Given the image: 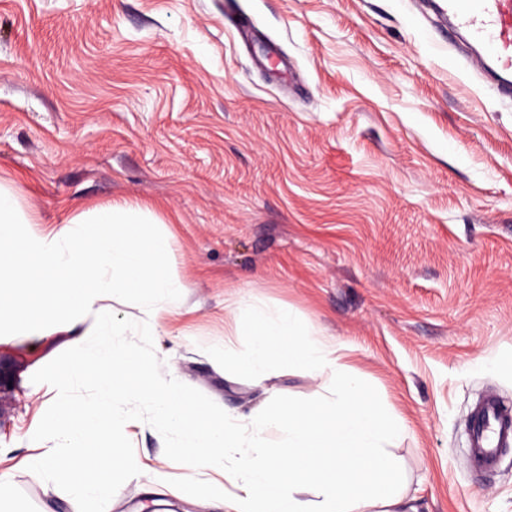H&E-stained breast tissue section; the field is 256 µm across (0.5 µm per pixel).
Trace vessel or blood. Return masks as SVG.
Listing matches in <instances>:
<instances>
[{
	"mask_svg": "<svg viewBox=\"0 0 512 512\" xmlns=\"http://www.w3.org/2000/svg\"><path fill=\"white\" fill-rule=\"evenodd\" d=\"M437 14L448 18L466 40L482 49L477 67H490L499 91L512 98V0H435ZM512 445V409L498 398L484 399L470 420V456L482 470L494 468L503 448Z\"/></svg>",
	"mask_w": 512,
	"mask_h": 512,
	"instance_id": "b4317fda",
	"label": "vessel or blood"
}]
</instances>
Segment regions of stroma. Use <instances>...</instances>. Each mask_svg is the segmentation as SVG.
Here are the masks:
<instances>
[{"instance_id":"1","label":"stroma","mask_w":512,"mask_h":512,"mask_svg":"<svg viewBox=\"0 0 512 512\" xmlns=\"http://www.w3.org/2000/svg\"><path fill=\"white\" fill-rule=\"evenodd\" d=\"M0 182L39 216L32 236L110 200L154 208L181 310L146 339L138 297L111 305L211 415L324 405L349 371L406 422L385 449L418 512H512V447L481 473L467 434L482 398L512 403V100L422 0H0ZM241 294L336 342L342 369L233 372L225 351L252 341ZM72 339L0 320L15 512H226L136 397L112 407L137 424L113 437L131 461L110 497L31 477L60 444L56 398L97 392L66 381Z\"/></svg>"}]
</instances>
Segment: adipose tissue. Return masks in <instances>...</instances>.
<instances>
[{"mask_svg":"<svg viewBox=\"0 0 512 512\" xmlns=\"http://www.w3.org/2000/svg\"><path fill=\"white\" fill-rule=\"evenodd\" d=\"M35 221L21 208L17 191L0 183V317L19 320L31 332L51 322L66 324L74 334L68 378L95 380L98 398L79 407L58 401L51 428L62 443L53 454L30 459L34 479L65 480L79 495H111L110 475L128 456L108 435L136 421L111 415L109 408L135 395L182 435L170 451L174 461L220 471L211 496L223 497L225 482L235 484L232 512H417L384 448L405 424L357 378L344 379L335 401L324 407L274 396L249 414L218 420L119 343L124 327L108 304L112 296L131 292L142 298L140 334L148 339L178 313L176 297L185 288L159 270L175 240L151 230L148 209L111 201L33 238L23 227ZM235 306L246 312L253 342L235 353L234 372L259 378L276 365L317 375L338 366L335 343L301 330L289 314L271 318L242 298ZM90 334L106 338V345L87 347ZM272 427L284 443L275 458L263 446ZM310 486L317 490L313 501L301 495Z\"/></svg>","mask_w":512,"mask_h":512,"instance_id":"obj_1","label":"adipose tissue"}]
</instances>
